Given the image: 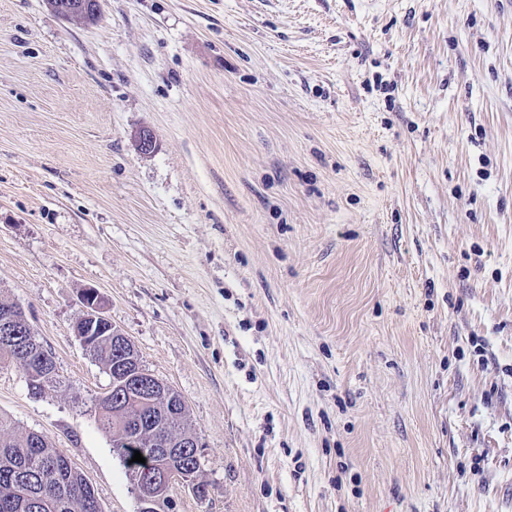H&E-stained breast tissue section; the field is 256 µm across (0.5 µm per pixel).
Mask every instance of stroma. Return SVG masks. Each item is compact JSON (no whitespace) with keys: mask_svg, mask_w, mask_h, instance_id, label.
<instances>
[{"mask_svg":"<svg viewBox=\"0 0 512 512\" xmlns=\"http://www.w3.org/2000/svg\"><path fill=\"white\" fill-rule=\"evenodd\" d=\"M87 288L189 406L168 512H512V0H0V296L61 379L0 413L137 512Z\"/></svg>","mask_w":512,"mask_h":512,"instance_id":"35a3bbf8","label":"stroma"}]
</instances>
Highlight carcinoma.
<instances>
[{
  "instance_id": "cac0c4a2",
  "label": "carcinoma",
  "mask_w": 512,
  "mask_h": 512,
  "mask_svg": "<svg viewBox=\"0 0 512 512\" xmlns=\"http://www.w3.org/2000/svg\"><path fill=\"white\" fill-rule=\"evenodd\" d=\"M100 364L111 370L110 396L97 403L98 427L110 436L113 451L126 474L136 463L134 451L144 459L191 471L188 456L165 457L164 444L193 432L188 407L177 392L173 400L153 402L122 386L121 378L133 372L132 362L112 338L99 334L89 350ZM21 364L27 373L39 374L38 357L14 354L0 347V368ZM0 512H102L93 487L74 463L45 436L34 432L20 435L15 424L0 414Z\"/></svg>"
}]
</instances>
